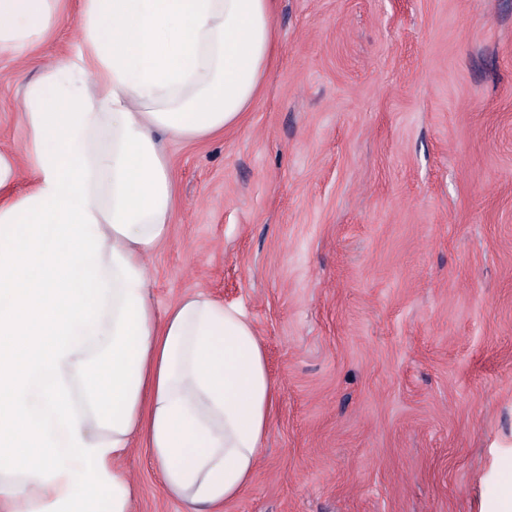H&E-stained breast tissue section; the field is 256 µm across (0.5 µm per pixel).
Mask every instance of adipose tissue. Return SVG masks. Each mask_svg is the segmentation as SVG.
Masks as SVG:
<instances>
[{
	"label": "adipose tissue",
	"mask_w": 512,
	"mask_h": 512,
	"mask_svg": "<svg viewBox=\"0 0 512 512\" xmlns=\"http://www.w3.org/2000/svg\"><path fill=\"white\" fill-rule=\"evenodd\" d=\"M277 0H80L69 52L19 102L34 182L0 202V512H128L142 439L169 496L221 512L250 485L276 396L256 329L203 294L158 312L162 144L240 126L277 57ZM60 0H0V53Z\"/></svg>",
	"instance_id": "1"
}]
</instances>
